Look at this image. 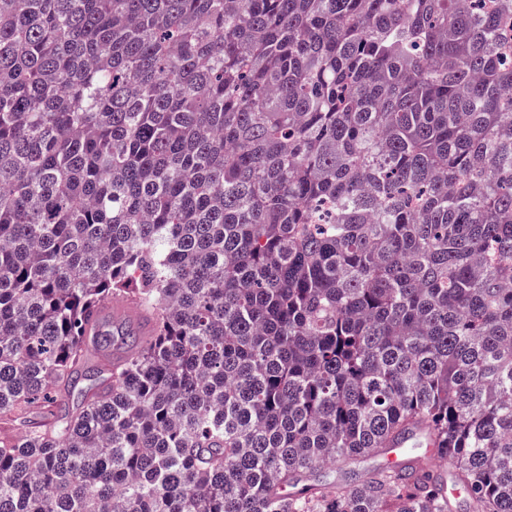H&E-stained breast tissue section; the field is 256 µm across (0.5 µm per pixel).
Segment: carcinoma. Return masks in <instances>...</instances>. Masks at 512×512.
I'll return each mask as SVG.
<instances>
[{
    "label": "carcinoma",
    "mask_w": 512,
    "mask_h": 512,
    "mask_svg": "<svg viewBox=\"0 0 512 512\" xmlns=\"http://www.w3.org/2000/svg\"><path fill=\"white\" fill-rule=\"evenodd\" d=\"M475 2L0 0V512H512V0ZM113 300L114 299L105 302L112 304V312L106 314L105 321L116 329H121V326L127 322H133L137 324L138 330H141L144 335L149 336L153 328V323L149 315L131 304L125 302L112 303Z\"/></svg>",
    "instance_id": "carcinoma-1"
}]
</instances>
